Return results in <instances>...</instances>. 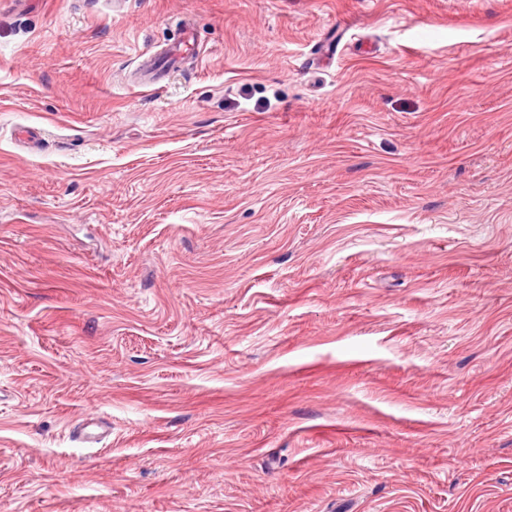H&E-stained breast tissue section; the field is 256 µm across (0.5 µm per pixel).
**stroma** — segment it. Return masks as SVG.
Listing matches in <instances>:
<instances>
[{"instance_id": "obj_1", "label": "stroma", "mask_w": 512, "mask_h": 512, "mask_svg": "<svg viewBox=\"0 0 512 512\" xmlns=\"http://www.w3.org/2000/svg\"><path fill=\"white\" fill-rule=\"evenodd\" d=\"M0 512H512V0H0ZM196 47L195 33L193 29L192 19L187 18L184 24L183 34L180 40L167 49L161 54L163 55L165 62L169 65L181 61L185 57H193Z\"/></svg>"}]
</instances>
